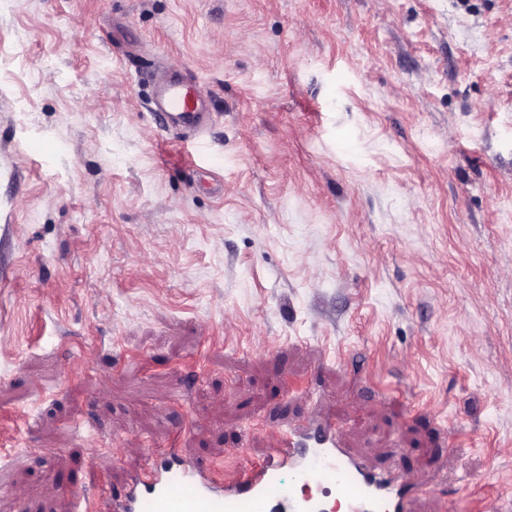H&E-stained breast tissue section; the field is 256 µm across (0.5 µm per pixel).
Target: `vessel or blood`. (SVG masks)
Segmentation results:
<instances>
[{
  "mask_svg": "<svg viewBox=\"0 0 512 512\" xmlns=\"http://www.w3.org/2000/svg\"><path fill=\"white\" fill-rule=\"evenodd\" d=\"M207 98L202 84L172 77L158 92L153 114L163 131L200 128V108ZM341 426L310 415L288 425L277 447L260 460L233 449V476L223 469L203 470L174 457L172 449L154 448L153 464L139 469L130 488L112 497V512H322L303 491L278 492L284 469L306 484L330 483L346 512H411L412 501L432 494L430 480L408 481L398 469L380 472L342 448Z\"/></svg>",
  "mask_w": 512,
  "mask_h": 512,
  "instance_id": "1",
  "label": "vessel or blood"
}]
</instances>
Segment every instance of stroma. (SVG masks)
I'll return each mask as SVG.
<instances>
[{"mask_svg": "<svg viewBox=\"0 0 512 512\" xmlns=\"http://www.w3.org/2000/svg\"><path fill=\"white\" fill-rule=\"evenodd\" d=\"M312 411L512 512V0H0V512ZM207 98L202 84L189 83L177 76L172 77L157 93L155 125L163 131L178 126L198 129L202 124L200 108Z\"/></svg>", "mask_w": 512, "mask_h": 512, "instance_id": "obj_1", "label": "stroma"}]
</instances>
